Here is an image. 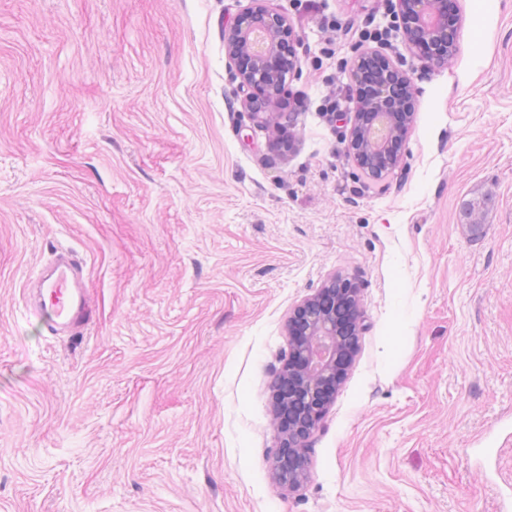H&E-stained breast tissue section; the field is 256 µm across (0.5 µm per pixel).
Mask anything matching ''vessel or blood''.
I'll return each instance as SVG.
<instances>
[{
  "instance_id": "obj_1",
  "label": "vessel or blood",
  "mask_w": 512,
  "mask_h": 512,
  "mask_svg": "<svg viewBox=\"0 0 512 512\" xmlns=\"http://www.w3.org/2000/svg\"><path fill=\"white\" fill-rule=\"evenodd\" d=\"M23 295L28 312L51 335L80 336L95 322L84 265L73 248L57 247L52 263L25 284Z\"/></svg>"
}]
</instances>
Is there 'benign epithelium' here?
<instances>
[{"label": "benign epithelium", "mask_w": 512, "mask_h": 512, "mask_svg": "<svg viewBox=\"0 0 512 512\" xmlns=\"http://www.w3.org/2000/svg\"><path fill=\"white\" fill-rule=\"evenodd\" d=\"M402 38L413 53L437 66L457 39L458 27L448 12V0H397ZM229 65L239 78L238 93L252 117L271 120L281 84L300 74L296 46L300 35L266 0H251L224 33ZM385 69L372 78V103L353 98L349 133L350 155L370 178L379 180L399 166L406 131L405 112L413 105L394 92L408 75L376 52L358 56L354 79H364V62ZM354 278L328 277L313 295L288 316V356L272 381L273 416L278 442L272 455L274 483L296 488L308 476L307 441L324 418L352 365L357 337L363 330Z\"/></svg>", "instance_id": "obj_1"}]
</instances>
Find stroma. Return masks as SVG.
<instances>
[{"mask_svg": "<svg viewBox=\"0 0 512 512\" xmlns=\"http://www.w3.org/2000/svg\"><path fill=\"white\" fill-rule=\"evenodd\" d=\"M250 0H0V512H512V0H457L453 68L396 0H268L300 33L280 111L241 107ZM405 70L404 156L346 153L357 55ZM96 321L52 336L23 285L58 245ZM355 277L364 330L278 487L269 383L291 310Z\"/></svg>", "mask_w": 512, "mask_h": 512, "instance_id": "stroma-1", "label": "stroma"}]
</instances>
